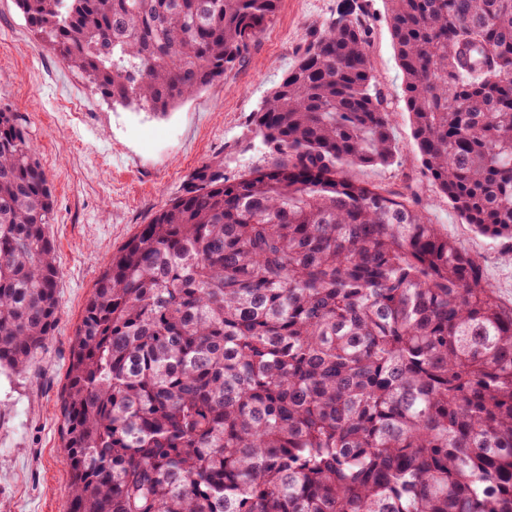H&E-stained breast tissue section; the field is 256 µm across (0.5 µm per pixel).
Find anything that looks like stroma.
I'll return each mask as SVG.
<instances>
[{
	"label": "stroma",
	"instance_id": "stroma-1",
	"mask_svg": "<svg viewBox=\"0 0 512 512\" xmlns=\"http://www.w3.org/2000/svg\"><path fill=\"white\" fill-rule=\"evenodd\" d=\"M343 14L370 27L376 88L394 113L397 147L393 165L353 167L350 175L388 191L413 187V204L479 256L487 281L512 302V263L462 224L419 172L384 0H281L248 62L164 117L103 98L39 41L15 0H0V102L27 118L55 199L50 233L60 270L52 337L26 372L0 370V512H68L61 394L71 339L99 274L203 162L223 160L232 176L268 160L253 113L307 37Z\"/></svg>",
	"mask_w": 512,
	"mask_h": 512
}]
</instances>
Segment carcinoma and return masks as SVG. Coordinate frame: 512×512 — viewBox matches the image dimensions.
<instances>
[{"mask_svg":"<svg viewBox=\"0 0 512 512\" xmlns=\"http://www.w3.org/2000/svg\"><path fill=\"white\" fill-rule=\"evenodd\" d=\"M422 173L512 256V0H385ZM280 0H17L103 97L165 115ZM370 30L312 35L253 113L269 160L195 169L112 254L61 396L69 512H512V306L390 166ZM55 200L0 104V369L52 336Z\"/></svg>","mask_w":512,"mask_h":512,"instance_id":"obj_1","label":"carcinoma"}]
</instances>
